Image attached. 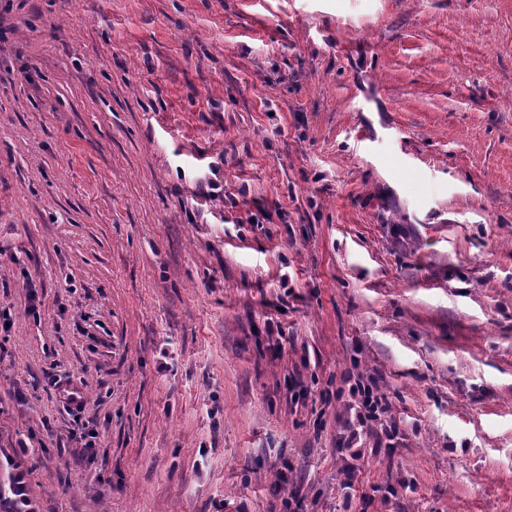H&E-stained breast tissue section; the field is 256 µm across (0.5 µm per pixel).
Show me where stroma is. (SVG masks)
<instances>
[{
	"instance_id": "stroma-1",
	"label": "stroma",
	"mask_w": 512,
	"mask_h": 512,
	"mask_svg": "<svg viewBox=\"0 0 512 512\" xmlns=\"http://www.w3.org/2000/svg\"><path fill=\"white\" fill-rule=\"evenodd\" d=\"M0 313L36 512H512V0H0ZM354 383L349 386L351 401H348L350 411L354 410L355 420L359 427H369L373 424L382 426V432L388 440H393L399 430L395 423L389 422L390 405L380 393L375 379L371 376L357 375ZM386 423V425H384Z\"/></svg>"
}]
</instances>
